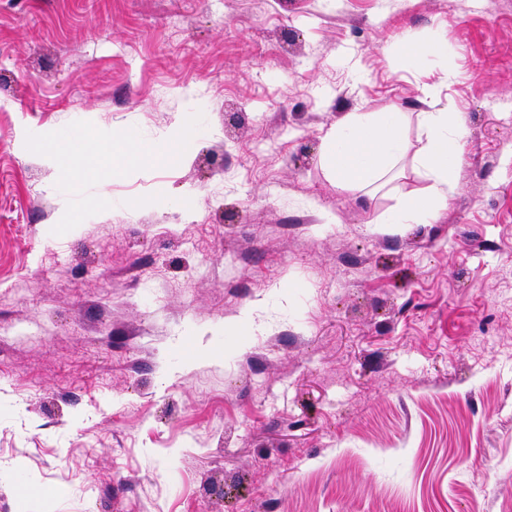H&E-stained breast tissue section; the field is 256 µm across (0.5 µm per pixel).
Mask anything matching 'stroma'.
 Listing matches in <instances>:
<instances>
[{
  "mask_svg": "<svg viewBox=\"0 0 512 512\" xmlns=\"http://www.w3.org/2000/svg\"><path fill=\"white\" fill-rule=\"evenodd\" d=\"M435 100L457 190L389 223ZM0 512H512V0H0ZM407 148L399 112L351 113L326 137V165L338 183L368 184L391 170ZM186 141V134L178 132L162 146L138 147L125 135H116L108 157L110 162L103 165L95 179L104 187L112 178L121 176L132 165L156 163L170 168L178 167L185 158Z\"/></svg>",
  "mask_w": 512,
  "mask_h": 512,
  "instance_id": "35a3bbf8",
  "label": "stroma"
}]
</instances>
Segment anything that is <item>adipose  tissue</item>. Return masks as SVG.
Listing matches in <instances>:
<instances>
[{"mask_svg":"<svg viewBox=\"0 0 512 512\" xmlns=\"http://www.w3.org/2000/svg\"><path fill=\"white\" fill-rule=\"evenodd\" d=\"M421 136L417 158L430 181L429 193L407 201L394 214L392 223L423 217L437 219L448 199L457 189L455 173L462 161L459 142L464 127L451 107L419 115ZM186 135L174 134L164 145L140 147L126 136L112 140L109 161L98 180L108 184L133 165L149 163L170 168L182 164L186 153ZM407 148L403 117L398 112H386L373 117L366 113H351L337 124L326 138V165L340 183L368 184L391 170Z\"/></svg>","mask_w":512,"mask_h":512,"instance_id":"ef3b65f1","label":"adipose tissue"}]
</instances>
